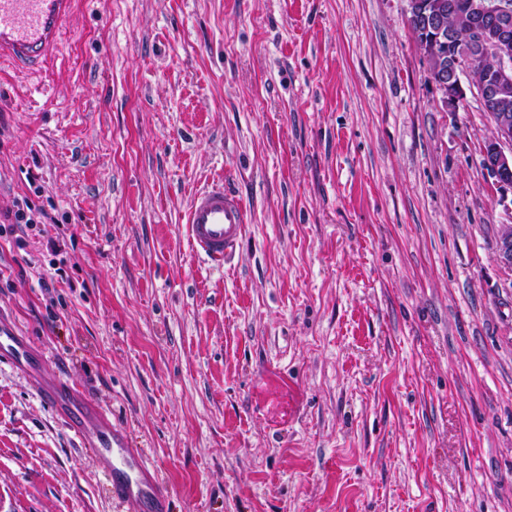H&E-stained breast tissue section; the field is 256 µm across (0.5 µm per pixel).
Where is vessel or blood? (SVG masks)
<instances>
[{
  "mask_svg": "<svg viewBox=\"0 0 512 512\" xmlns=\"http://www.w3.org/2000/svg\"><path fill=\"white\" fill-rule=\"evenodd\" d=\"M76 0H0V61L43 68L56 50ZM186 231L197 256L223 267L239 248L246 224L243 199L217 180L197 192L186 213ZM41 355L15 326L0 321V362L37 377L42 399L54 407L82 448L102 464L113 500L125 512H168L170 491L144 449L108 411L70 382L44 375Z\"/></svg>",
  "mask_w": 512,
  "mask_h": 512,
  "instance_id": "obj_1",
  "label": "vessel or blood"
}]
</instances>
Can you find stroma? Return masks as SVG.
Wrapping results in <instances>:
<instances>
[{
	"label": "stroma",
	"mask_w": 512,
	"mask_h": 512,
	"mask_svg": "<svg viewBox=\"0 0 512 512\" xmlns=\"http://www.w3.org/2000/svg\"><path fill=\"white\" fill-rule=\"evenodd\" d=\"M406 8L79 0L53 70L0 64V211L72 222L0 231V319L130 429L169 512H512V200ZM221 176L247 224L214 269L185 215ZM0 512H123L7 364ZM0 224V229L2 227L5 229L4 224H9V227L24 226L26 228H36L37 224H60V221L57 217L52 216L44 207H37L28 197H24L17 199L13 203V207L6 210L3 214L0 212ZM496 251L500 265L512 276V224L499 225Z\"/></svg>",
	"instance_id": "35a3bbf8"
}]
</instances>
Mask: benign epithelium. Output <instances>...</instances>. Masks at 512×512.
I'll return each instance as SVG.
<instances>
[{"label":"benign epithelium","mask_w":512,"mask_h":512,"mask_svg":"<svg viewBox=\"0 0 512 512\" xmlns=\"http://www.w3.org/2000/svg\"><path fill=\"white\" fill-rule=\"evenodd\" d=\"M407 2L415 44L435 58L434 83L446 110H459L467 88L497 110L492 136L481 148V163L502 195L512 193V0H466L470 31L464 37L445 24L440 0ZM497 259L512 274V224L499 225Z\"/></svg>","instance_id":"7a95c632"}]
</instances>
